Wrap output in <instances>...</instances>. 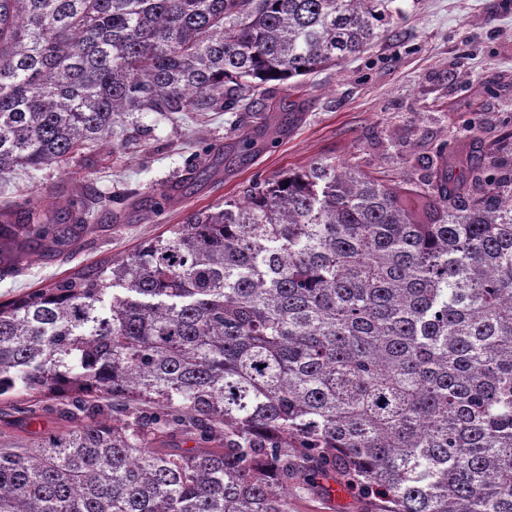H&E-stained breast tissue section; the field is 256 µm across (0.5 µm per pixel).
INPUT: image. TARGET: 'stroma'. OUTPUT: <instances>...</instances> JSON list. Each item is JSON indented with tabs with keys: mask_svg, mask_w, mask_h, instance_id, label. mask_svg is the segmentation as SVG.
Returning <instances> with one entry per match:
<instances>
[{
	"mask_svg": "<svg viewBox=\"0 0 512 512\" xmlns=\"http://www.w3.org/2000/svg\"><path fill=\"white\" fill-rule=\"evenodd\" d=\"M395 33L361 58L275 87V100L302 103L286 134L230 175H211V148L252 115L204 112L137 116L128 153L89 144L65 169L0 175V208L22 212L32 192L46 211L60 197L81 199L89 216L69 245L34 242L19 265L0 268V301L45 288L79 271L112 263L181 223L190 212L242 197L256 177L269 178L318 158L359 157L368 166L408 164L402 181L426 175L433 148L475 127L474 156L512 149V0H395ZM135 191L134 205L121 203ZM64 418L32 416L0 401V448L70 429Z\"/></svg>",
	"mask_w": 512,
	"mask_h": 512,
	"instance_id": "1",
	"label": "stroma"
}]
</instances>
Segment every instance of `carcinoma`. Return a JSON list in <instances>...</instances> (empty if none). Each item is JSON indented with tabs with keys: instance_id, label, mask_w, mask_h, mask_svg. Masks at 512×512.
I'll return each instance as SVG.
<instances>
[{
	"instance_id": "obj_1",
	"label": "carcinoma",
	"mask_w": 512,
	"mask_h": 512,
	"mask_svg": "<svg viewBox=\"0 0 512 512\" xmlns=\"http://www.w3.org/2000/svg\"><path fill=\"white\" fill-rule=\"evenodd\" d=\"M392 2L0 0V172L137 112H251L365 53ZM474 138L415 187L315 159L0 302V399L76 422L0 449V512H297L319 476L371 512H512V158ZM24 206L0 265L85 225Z\"/></svg>"
}]
</instances>
